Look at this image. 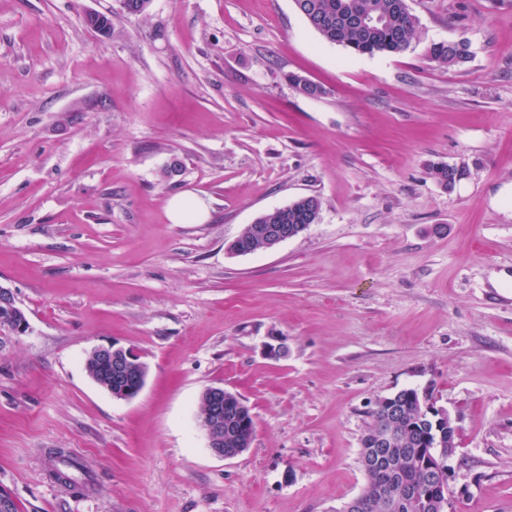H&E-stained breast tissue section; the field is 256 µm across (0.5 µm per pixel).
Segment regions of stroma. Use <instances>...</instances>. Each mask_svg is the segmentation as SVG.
Listing matches in <instances>:
<instances>
[{"label": "stroma", "instance_id": "obj_1", "mask_svg": "<svg viewBox=\"0 0 512 512\" xmlns=\"http://www.w3.org/2000/svg\"><path fill=\"white\" fill-rule=\"evenodd\" d=\"M407 4L409 47L369 56L294 0H0V285L29 322L0 351V487L20 512H338L371 407L406 388L455 421L457 512H512V0ZM460 39L463 66L428 58ZM439 163L468 175L446 191ZM187 192L205 223L168 219ZM303 196L306 233L229 252ZM114 344L148 365L134 399L86 374ZM209 386L252 409L235 458L196 423ZM54 449L91 487L50 480Z\"/></svg>", "mask_w": 512, "mask_h": 512}]
</instances>
